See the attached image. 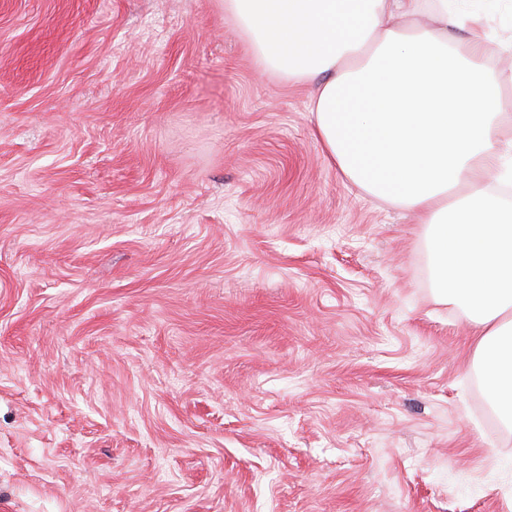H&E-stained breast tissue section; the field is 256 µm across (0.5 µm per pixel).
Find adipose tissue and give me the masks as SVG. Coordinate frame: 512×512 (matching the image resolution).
Wrapping results in <instances>:
<instances>
[{
    "label": "adipose tissue",
    "instance_id": "adipose-tissue-1",
    "mask_svg": "<svg viewBox=\"0 0 512 512\" xmlns=\"http://www.w3.org/2000/svg\"><path fill=\"white\" fill-rule=\"evenodd\" d=\"M224 11L263 68L316 80L315 134L342 174L415 213L511 427L512 208L487 182L512 141L499 138L505 100L481 15L461 0H224Z\"/></svg>",
    "mask_w": 512,
    "mask_h": 512
}]
</instances>
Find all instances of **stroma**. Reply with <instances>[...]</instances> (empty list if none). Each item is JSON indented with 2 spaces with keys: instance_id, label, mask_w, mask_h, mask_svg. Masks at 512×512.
Wrapping results in <instances>:
<instances>
[{
  "instance_id": "1",
  "label": "stroma",
  "mask_w": 512,
  "mask_h": 512,
  "mask_svg": "<svg viewBox=\"0 0 512 512\" xmlns=\"http://www.w3.org/2000/svg\"><path fill=\"white\" fill-rule=\"evenodd\" d=\"M224 0H0V512H512L422 228Z\"/></svg>"
}]
</instances>
